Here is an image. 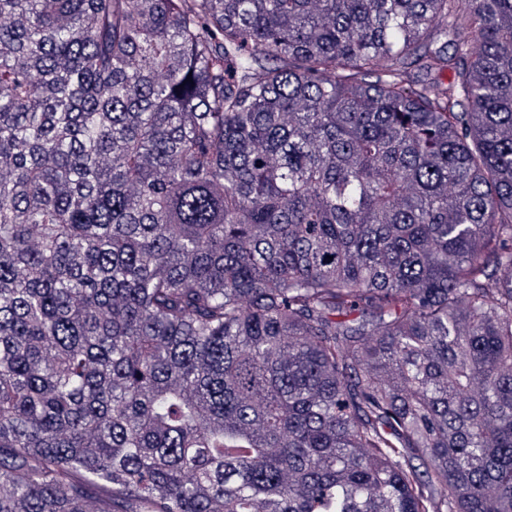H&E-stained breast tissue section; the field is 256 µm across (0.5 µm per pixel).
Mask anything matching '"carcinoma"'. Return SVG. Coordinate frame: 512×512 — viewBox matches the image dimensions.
Returning <instances> with one entry per match:
<instances>
[{"label":"carcinoma","instance_id":"1","mask_svg":"<svg viewBox=\"0 0 512 512\" xmlns=\"http://www.w3.org/2000/svg\"><path fill=\"white\" fill-rule=\"evenodd\" d=\"M512 512V0H0V512Z\"/></svg>","mask_w":512,"mask_h":512}]
</instances>
